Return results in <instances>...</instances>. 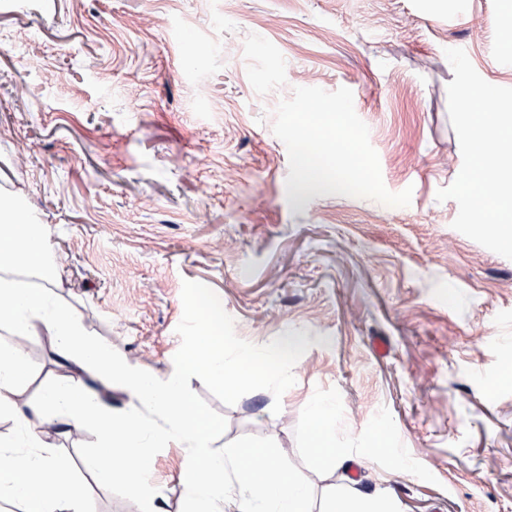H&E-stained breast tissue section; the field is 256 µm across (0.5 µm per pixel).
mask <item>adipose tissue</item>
I'll list each match as a JSON object with an SVG mask.
<instances>
[{"instance_id":"ef3b65f1","label":"adipose tissue","mask_w":512,"mask_h":512,"mask_svg":"<svg viewBox=\"0 0 512 512\" xmlns=\"http://www.w3.org/2000/svg\"><path fill=\"white\" fill-rule=\"evenodd\" d=\"M50 253L43 225L15 222L9 206L1 203L0 330H8L18 341L0 347V414H8L15 426L12 438L0 440V499L17 503L21 512H92L90 497L71 488L70 464L41 429L44 423L61 421L96 430L98 448L85 456V470L102 484H121L139 512H163L151 468L160 448L185 453L178 479L188 512H309L306 478L287 474L264 446L236 444L214 450L210 423L184 391L188 375L240 389L247 383L243 366L282 359L294 337H285L277 347L242 352L232 364L224 357L223 343L204 333L181 371L154 377L136 365L115 362L109 345L85 334L79 316L55 292L58 276ZM19 268L38 278L39 286L12 277V270ZM38 332L51 337L73 372L24 409L14 400L27 359L21 339ZM88 372L119 386L129 398L128 408H112L86 383ZM311 413L310 453L338 462L343 452L337 446L334 406L317 403ZM257 454L267 456L264 468L252 467ZM322 512L394 509L389 499L342 485L327 496Z\"/></svg>"}]
</instances>
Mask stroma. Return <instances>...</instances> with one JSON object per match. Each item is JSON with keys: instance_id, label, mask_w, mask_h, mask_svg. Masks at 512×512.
<instances>
[{"instance_id": "1", "label": "stroma", "mask_w": 512, "mask_h": 512, "mask_svg": "<svg viewBox=\"0 0 512 512\" xmlns=\"http://www.w3.org/2000/svg\"><path fill=\"white\" fill-rule=\"evenodd\" d=\"M507 27L504 0H0V200L43 225L86 331L145 371L178 368L203 330L296 337L284 381L185 390L215 448L267 443L307 476L312 512L341 483L395 512H512V260L436 199L462 165L444 51L512 88ZM299 86L352 91L409 206L287 198L272 125ZM23 342L33 402L66 371L49 337ZM317 400L335 405L337 467L307 450ZM182 455L153 462L167 512L187 507Z\"/></svg>"}]
</instances>
